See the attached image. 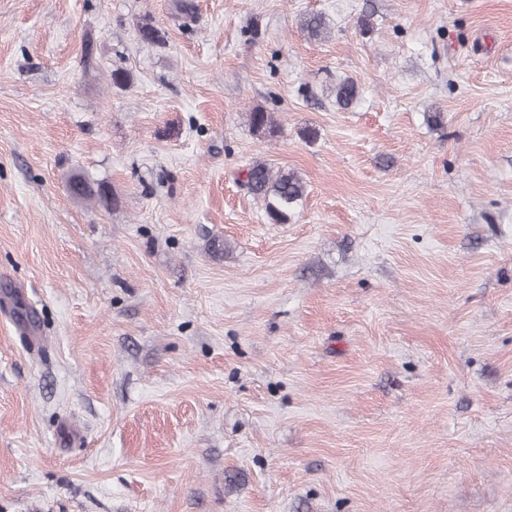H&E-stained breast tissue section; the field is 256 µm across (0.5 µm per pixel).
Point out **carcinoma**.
<instances>
[{"mask_svg": "<svg viewBox=\"0 0 512 512\" xmlns=\"http://www.w3.org/2000/svg\"><path fill=\"white\" fill-rule=\"evenodd\" d=\"M302 28L315 38L328 34L326 17L312 13L301 20ZM336 104L345 109L351 106L359 95L355 82L344 78L333 86ZM250 128L256 134H273L279 127L275 115L262 108H254L247 114ZM244 186L264 206L266 219L272 224H286L294 216L305 195L302 178L292 171H272L262 162H254L246 171Z\"/></svg>", "mask_w": 512, "mask_h": 512, "instance_id": "carcinoma-1", "label": "carcinoma"}]
</instances>
